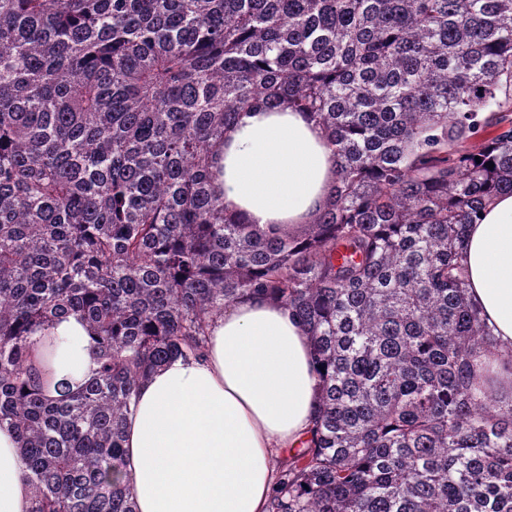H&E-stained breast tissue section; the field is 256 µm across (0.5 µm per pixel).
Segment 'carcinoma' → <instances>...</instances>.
Masks as SVG:
<instances>
[{"mask_svg":"<svg viewBox=\"0 0 512 512\" xmlns=\"http://www.w3.org/2000/svg\"><path fill=\"white\" fill-rule=\"evenodd\" d=\"M281 106L326 131L333 201L259 235L214 170ZM504 191L512 0H0V427L30 512H136L139 385L251 296L320 370L267 512H512V393L458 261ZM71 314L98 365L77 388L40 336Z\"/></svg>","mask_w":512,"mask_h":512,"instance_id":"1","label":"carcinoma"}]
</instances>
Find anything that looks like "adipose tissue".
I'll return each instance as SVG.
<instances>
[{
  "instance_id": "ef3b65f1",
  "label": "adipose tissue",
  "mask_w": 512,
  "mask_h": 512,
  "mask_svg": "<svg viewBox=\"0 0 512 512\" xmlns=\"http://www.w3.org/2000/svg\"><path fill=\"white\" fill-rule=\"evenodd\" d=\"M216 184L225 211L256 233L301 232L332 201L336 165L324 128L291 109L247 112L226 130ZM471 303L512 353V194L470 225L461 256ZM57 377L96 367L84 321L51 330ZM313 349L281 304L243 299L213 319L202 357H177L139 388L127 419L126 478L137 512H267L284 449L306 440L318 400ZM16 434L0 429V512H30Z\"/></svg>"
}]
</instances>
